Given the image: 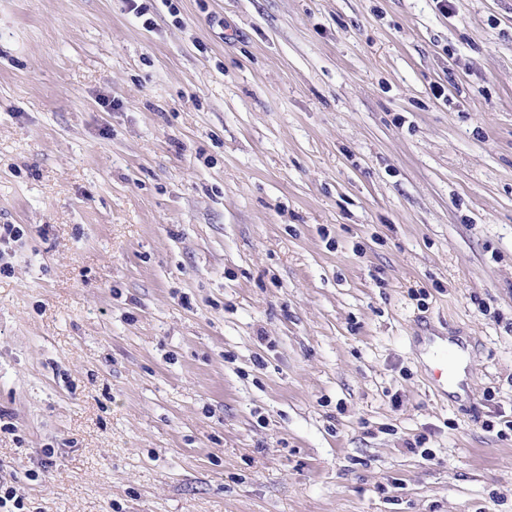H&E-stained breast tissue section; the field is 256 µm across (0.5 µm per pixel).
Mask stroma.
I'll use <instances>...</instances> for the list:
<instances>
[{"label": "stroma", "instance_id": "obj_1", "mask_svg": "<svg viewBox=\"0 0 512 512\" xmlns=\"http://www.w3.org/2000/svg\"><path fill=\"white\" fill-rule=\"evenodd\" d=\"M2 224L23 512H512V0H0ZM431 342L436 346L432 349L433 360V379L439 389L453 385L457 378V365L463 354L467 352V347L462 342L448 341L435 336L431 337ZM449 357V360H448Z\"/></svg>", "mask_w": 512, "mask_h": 512}]
</instances>
